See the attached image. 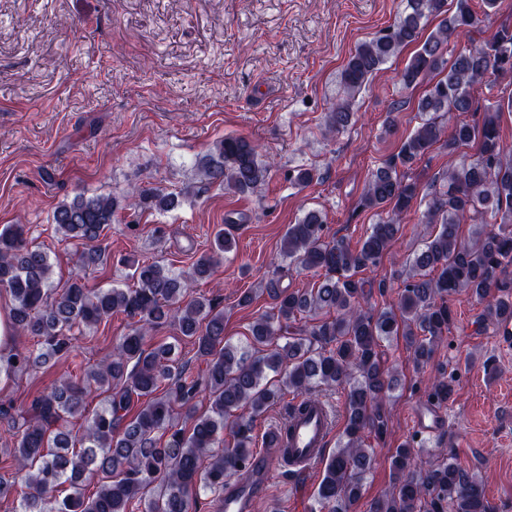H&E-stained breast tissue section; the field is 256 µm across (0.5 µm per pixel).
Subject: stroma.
Instances as JSON below:
<instances>
[{"label": "stroma", "instance_id": "35a3bbf8", "mask_svg": "<svg viewBox=\"0 0 512 512\" xmlns=\"http://www.w3.org/2000/svg\"><path fill=\"white\" fill-rule=\"evenodd\" d=\"M400 7V0H0V228L31 225L55 279L78 273L96 288L127 284L122 260L130 255L188 269L228 227L232 251L195 291L223 308L225 338L247 345L250 325L274 304L265 284L281 263L289 224L316 208L328 238L355 245L376 221L358 206L365 181L420 121L419 90L397 78L413 47L374 74L346 130L327 136L325 115L350 53ZM227 136L254 141L273 161L257 192L200 188L198 158ZM299 168L314 169L311 184L293 182ZM134 186L191 193L170 213L120 212L103 241L107 264L79 267L51 222L55 206L80 192L120 195ZM238 212L246 221L225 225ZM421 215L406 214L375 278L391 277L418 247ZM246 291L254 301L239 305ZM451 306L455 325L423 367L414 366L403 337L382 343L398 382L384 405L387 433L365 436L374 461L350 512H370L382 497L391 458L408 439L431 460H454L479 478L495 512L512 503V346L483 328L482 306L470 294L453 295ZM129 324L113 315L81 335L75 359L1 380L0 401L18 406L64 374L81 376ZM443 371L457 386L446 424L417 432L412 413L427 406L428 383ZM323 472L319 464L294 476L271 457L266 493L251 512H314Z\"/></svg>", "mask_w": 512, "mask_h": 512}]
</instances>
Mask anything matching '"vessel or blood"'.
Listing matches in <instances>:
<instances>
[{"mask_svg": "<svg viewBox=\"0 0 512 512\" xmlns=\"http://www.w3.org/2000/svg\"><path fill=\"white\" fill-rule=\"evenodd\" d=\"M334 426L328 407L313 403L293 414L286 431L281 432L277 452L290 468L307 473L321 458ZM265 459L257 457L248 472L235 480L218 502L219 512H248L254 499L266 486Z\"/></svg>", "mask_w": 512, "mask_h": 512, "instance_id": "1", "label": "vessel or blood"}]
</instances>
